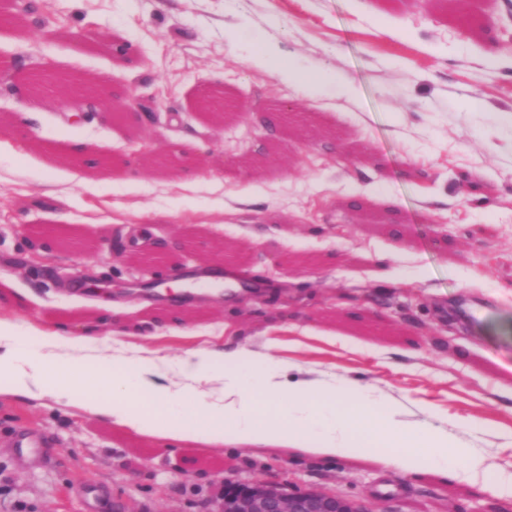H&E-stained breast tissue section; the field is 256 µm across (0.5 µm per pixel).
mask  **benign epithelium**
Instances as JSON below:
<instances>
[{
  "label": "benign epithelium",
  "instance_id": "7a95c632",
  "mask_svg": "<svg viewBox=\"0 0 512 512\" xmlns=\"http://www.w3.org/2000/svg\"><path fill=\"white\" fill-rule=\"evenodd\" d=\"M26 87L27 95L31 99L41 98L49 90L66 93L75 104L70 115V122L73 124L83 122L86 112L92 111L100 103L99 88L94 81L58 73L49 64L33 73H27ZM198 105L201 110L211 113L217 119H223L232 113L241 115L250 111L249 107L225 93L219 97L204 93ZM137 108L139 105L133 100L109 106L112 121H129ZM230 509L233 512H370L357 500L315 489H290L276 482L224 483V494L217 512H228Z\"/></svg>",
  "mask_w": 512,
  "mask_h": 512
}]
</instances>
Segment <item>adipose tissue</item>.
<instances>
[{
    "label": "adipose tissue",
    "instance_id": "ef3b65f1",
    "mask_svg": "<svg viewBox=\"0 0 512 512\" xmlns=\"http://www.w3.org/2000/svg\"><path fill=\"white\" fill-rule=\"evenodd\" d=\"M91 342L63 331H40L23 341L0 323V392H40L67 401L135 434L157 440L284 445L346 457L399 441L380 455L384 465L406 474L486 473L485 456L463 446L448 421L427 411L421 422L405 419L365 386L340 379L284 382L276 362L259 373H225L235 353L187 350L177 362L156 355L145 366L100 362ZM176 381H168L169 371ZM222 384L220 396L207 383ZM192 398L190 415L176 413Z\"/></svg>",
    "mask_w": 512,
    "mask_h": 512
}]
</instances>
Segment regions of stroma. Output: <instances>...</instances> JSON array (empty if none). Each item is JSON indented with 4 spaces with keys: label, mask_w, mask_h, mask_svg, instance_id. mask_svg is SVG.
I'll use <instances>...</instances> for the list:
<instances>
[{
    "label": "stroma",
    "mask_w": 512,
    "mask_h": 512,
    "mask_svg": "<svg viewBox=\"0 0 512 512\" xmlns=\"http://www.w3.org/2000/svg\"><path fill=\"white\" fill-rule=\"evenodd\" d=\"M93 31L102 44L79 46ZM239 32L236 46L226 33ZM274 42L318 94L249 66ZM124 45L117 56L113 44ZM496 61H489V53ZM105 74L147 114L67 119L22 74ZM351 83L354 98L336 94ZM231 89L252 113L191 106ZM279 101L303 119L265 127ZM512 0H40L0 27V320L67 329L131 366L242 349L288 378L357 381L446 416L487 479L512 473ZM152 142L169 166L100 169ZM70 229L82 251L35 247ZM147 231L144 262L127 258ZM169 242L168 262H150ZM109 273L111 309L85 281ZM47 440L14 447L15 434ZM277 481L370 512H492L478 477L404 474L373 455L165 445L41 395L0 394V512H211L225 481Z\"/></svg>",
    "instance_id": "stroma-1"
}]
</instances>
